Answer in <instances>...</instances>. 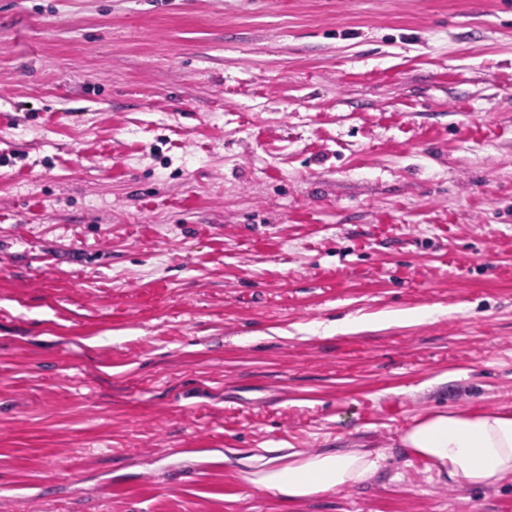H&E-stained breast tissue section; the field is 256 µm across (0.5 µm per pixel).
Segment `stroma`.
I'll return each instance as SVG.
<instances>
[{
	"label": "stroma",
	"instance_id": "obj_1",
	"mask_svg": "<svg viewBox=\"0 0 512 512\" xmlns=\"http://www.w3.org/2000/svg\"><path fill=\"white\" fill-rule=\"evenodd\" d=\"M441 408H512V0H0V512H512ZM432 310L409 309L399 312L383 313L373 318L347 316L336 321V333H352L366 329L369 326H389L391 324L410 325L431 317ZM399 444L448 481L491 487L512 480V411H430L413 419ZM265 448V455L237 459V475L256 491L288 503L364 484L380 469L384 454L363 448H339L316 454Z\"/></svg>",
	"mask_w": 512,
	"mask_h": 512
}]
</instances>
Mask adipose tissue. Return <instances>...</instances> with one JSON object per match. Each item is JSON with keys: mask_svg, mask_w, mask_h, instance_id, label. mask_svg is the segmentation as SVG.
<instances>
[{"mask_svg": "<svg viewBox=\"0 0 512 512\" xmlns=\"http://www.w3.org/2000/svg\"><path fill=\"white\" fill-rule=\"evenodd\" d=\"M399 444L430 460L438 475L462 485L491 487L512 480V411H430L413 419ZM383 458L363 448L312 455L269 448L238 459L237 474L256 491L294 504L364 484Z\"/></svg>", "mask_w": 512, "mask_h": 512, "instance_id": "adipose-tissue-1", "label": "adipose tissue"}]
</instances>
